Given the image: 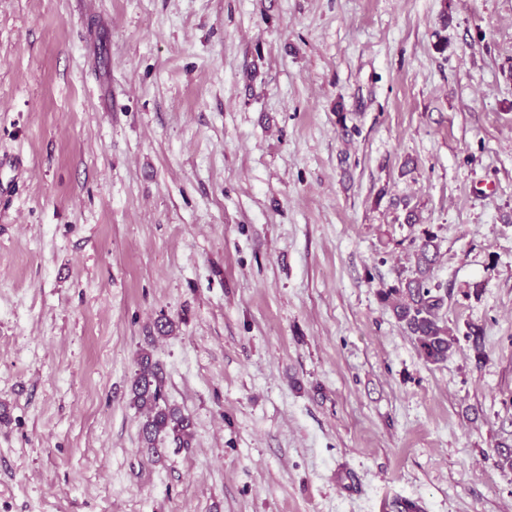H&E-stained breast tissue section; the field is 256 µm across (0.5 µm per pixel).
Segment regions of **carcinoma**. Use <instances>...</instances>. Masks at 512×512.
Wrapping results in <instances>:
<instances>
[{
    "label": "carcinoma",
    "instance_id": "obj_1",
    "mask_svg": "<svg viewBox=\"0 0 512 512\" xmlns=\"http://www.w3.org/2000/svg\"><path fill=\"white\" fill-rule=\"evenodd\" d=\"M416 256L415 277L404 287H391L381 291L380 295L383 301L392 302L396 321L415 337L424 361L438 365L447 362L448 356L460 348V340L440 314L445 299L439 286L430 285L437 256L434 237H425L417 246ZM464 338L475 363H484L486 354L481 329L469 327ZM131 401L144 413L140 441L153 461L163 460L169 443L178 448L191 445L192 420L179 407L169 403L164 391L163 371L147 350L138 355V372L131 386Z\"/></svg>",
    "mask_w": 512,
    "mask_h": 512
}]
</instances>
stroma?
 <instances>
[{
    "instance_id": "stroma-1",
    "label": "stroma",
    "mask_w": 512,
    "mask_h": 512,
    "mask_svg": "<svg viewBox=\"0 0 512 512\" xmlns=\"http://www.w3.org/2000/svg\"><path fill=\"white\" fill-rule=\"evenodd\" d=\"M2 158L0 512H512V0H0ZM434 236H427L417 246L415 277L402 288L391 287L380 292L383 301L392 302L398 324L415 337L424 361L438 365L460 348L458 336L448 327L440 314L445 304L438 285H430L437 256ZM138 367L131 386V401L144 413L140 428L142 448L147 449L153 461L159 462L165 457L168 443L178 448L191 445L193 423L189 415L169 403L163 371L149 351L140 352Z\"/></svg>"
}]
</instances>
